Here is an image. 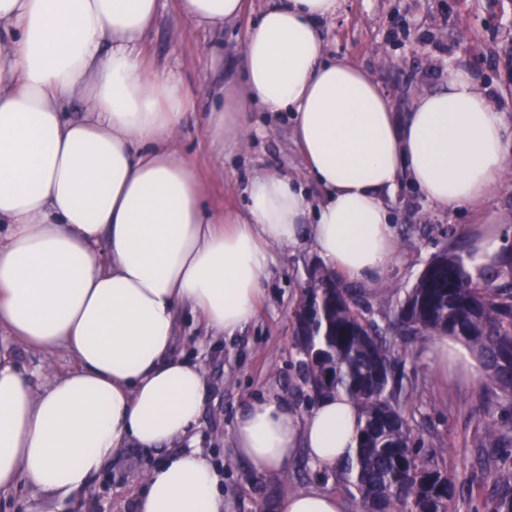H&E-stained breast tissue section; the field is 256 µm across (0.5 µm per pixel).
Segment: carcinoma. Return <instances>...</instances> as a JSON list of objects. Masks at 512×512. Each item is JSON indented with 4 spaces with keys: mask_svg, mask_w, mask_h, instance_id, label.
Here are the masks:
<instances>
[{
    "mask_svg": "<svg viewBox=\"0 0 512 512\" xmlns=\"http://www.w3.org/2000/svg\"><path fill=\"white\" fill-rule=\"evenodd\" d=\"M434 260L448 287L433 288L419 277L385 328L327 270L313 276L293 311L305 383L317 397L344 393L358 406L356 447L332 476L365 512H448L455 493L446 466L429 449L409 447L415 429L390 385L400 354L388 333L408 345L427 336L461 337L479 353L498 397L512 400V252L500 258L490 281L474 274L459 252ZM476 445L485 449L483 482L494 495V512H512V473L496 464L512 440L488 424Z\"/></svg>",
    "mask_w": 512,
    "mask_h": 512,
    "instance_id": "carcinoma-1",
    "label": "carcinoma"
}]
</instances>
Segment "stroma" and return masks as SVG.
Returning <instances> with one entry per match:
<instances>
[{
    "label": "stroma",
    "mask_w": 512,
    "mask_h": 512,
    "mask_svg": "<svg viewBox=\"0 0 512 512\" xmlns=\"http://www.w3.org/2000/svg\"><path fill=\"white\" fill-rule=\"evenodd\" d=\"M269 2L244 0L237 20L209 32L184 20L177 0H160L146 41L148 66L173 72L190 94L177 146L194 163L212 209H243L245 189L257 172L298 176L304 170L289 113L252 107L248 144L241 152H223L206 136L209 112L221 90L244 86L242 44ZM321 29L328 53L364 67L397 112H409L417 92L445 83L452 69L462 67L478 87L494 92L512 119V0H340L336 16L323 21ZM390 205L397 250L383 281L337 278L342 287L359 291L379 324L393 318L435 255L446 249L467 252L479 225L490 220L502 225L503 245L512 248V169L504 186L475 206L436 207L406 181L400 182ZM270 266L255 320L234 335L205 336L190 309L179 313L181 351L202 364L210 386L193 445L222 463L230 512H275L281 498L308 489L336 494L346 512H361L342 482L321 478L319 467L305 456L269 479L236 451L233 423L252 404L285 399L306 412L315 402L302 378L292 314L322 263L304 240L272 249ZM0 342L9 343L20 370L34 380L73 365L62 348L44 354L2 332ZM425 351V345L414 346L396 367L400 404L426 448L447 465L456 486L449 512H491V493L480 484V452L473 439L488 423L512 432V403L496 400L489 385L473 388L443 377ZM160 460V453L127 446L66 512H135L143 477Z\"/></svg>",
    "instance_id": "35a3bbf8"
}]
</instances>
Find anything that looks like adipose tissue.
<instances>
[{
	"label": "adipose tissue",
	"instance_id": "obj_1",
	"mask_svg": "<svg viewBox=\"0 0 512 512\" xmlns=\"http://www.w3.org/2000/svg\"><path fill=\"white\" fill-rule=\"evenodd\" d=\"M339 0H277L242 46L245 85L207 125L233 151L253 104L292 116L304 179L255 174L245 214L209 209L176 143L187 93L150 69L143 46L159 0H0V329L72 368L36 384L0 351V493L34 487L40 512L76 503L132 444L164 452L137 512H226L224 472L189 447L209 392L177 357L178 313L205 333L256 316L270 251L309 232L324 263L384 276L395 251L385 202L408 179L441 208L479 204L512 166V122L495 95L456 69L395 112L359 65L327 56L320 23ZM243 0H179L191 23L220 28ZM80 102L79 117L69 115ZM323 197L310 203L303 180ZM432 365L482 379L460 340L428 345ZM359 410L343 394L306 413L287 401L237 416L238 454L266 476L306 455L331 469L352 454Z\"/></svg>",
	"mask_w": 512,
	"mask_h": 512
}]
</instances>
